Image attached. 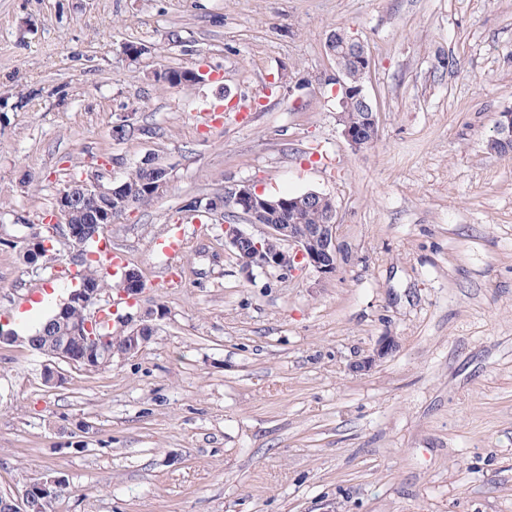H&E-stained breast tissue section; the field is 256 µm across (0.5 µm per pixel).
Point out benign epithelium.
Here are the masks:
<instances>
[{"mask_svg":"<svg viewBox=\"0 0 512 512\" xmlns=\"http://www.w3.org/2000/svg\"><path fill=\"white\" fill-rule=\"evenodd\" d=\"M346 49L348 44L345 33H333L327 43V52L332 59L339 61V55ZM350 60L358 67L361 76L368 75L371 61L364 45L353 47ZM328 81L336 86L340 106L353 101L364 106L365 112L357 124L348 122L343 112L337 113L336 118L342 126L343 137L352 149L360 151L367 148L378 136L379 112L366 91L365 81L347 84L339 67L328 74ZM494 132V138L501 143H512V109L498 114ZM124 193L125 183L104 184L100 175H92L67 185L59 191L55 201V216L60 218V223L48 225V235L64 238L76 250L75 256H82L88 239H98L116 221L112 203ZM258 195L260 192L248 184H237L231 189H224V197L234 203L237 217L248 224L258 223L264 210H292L311 203L318 197V193L308 192L300 198L286 201L282 198L262 200ZM79 200L82 201L86 215L84 222L72 220L76 213V202ZM336 228L337 212L334 208L329 211L325 224H268L265 235L259 242L255 241L253 235L245 232L241 225L226 224L224 245L233 250L241 269L247 273L255 266L291 271L295 269V265L301 264L326 277L336 272ZM121 285V291L128 296L138 295L144 290V280L134 269L123 272ZM100 298L97 282L86 280L81 287L71 290L59 302L52 320L62 328L64 345L63 350L52 351L50 355L85 369L105 368L111 365L116 356L125 358L138 353L155 330L154 319L163 317L158 311L145 310L137 315L129 332L117 336L107 335L99 343L90 335V329L98 321L97 302ZM73 303L86 309L85 320L71 317ZM395 345L393 337L384 338L374 354L357 366V369L364 371L371 367L376 360L388 355ZM65 489L64 479L58 476L42 477L38 480L34 494L30 495L25 491L12 500L11 510L29 512L33 508L36 512H54V505Z\"/></svg>","mask_w":512,"mask_h":512,"instance_id":"1","label":"benign epithelium"}]
</instances>
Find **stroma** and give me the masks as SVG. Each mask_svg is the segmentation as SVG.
Listing matches in <instances>:
<instances>
[{"label": "stroma", "mask_w": 512, "mask_h": 512, "mask_svg": "<svg viewBox=\"0 0 512 512\" xmlns=\"http://www.w3.org/2000/svg\"><path fill=\"white\" fill-rule=\"evenodd\" d=\"M339 30L371 57L361 151L324 82ZM161 66L210 79L168 88ZM509 108L512 0H0V321L76 285L20 256L69 180L170 172L104 233L145 290L101 305L163 313L141 351L87 370L0 345V493L49 474L56 512H512V154L487 146ZM128 110L141 131L114 141ZM243 182L333 200L334 275L242 272L185 205ZM176 230L174 282L157 242Z\"/></svg>", "instance_id": "obj_1"}]
</instances>
